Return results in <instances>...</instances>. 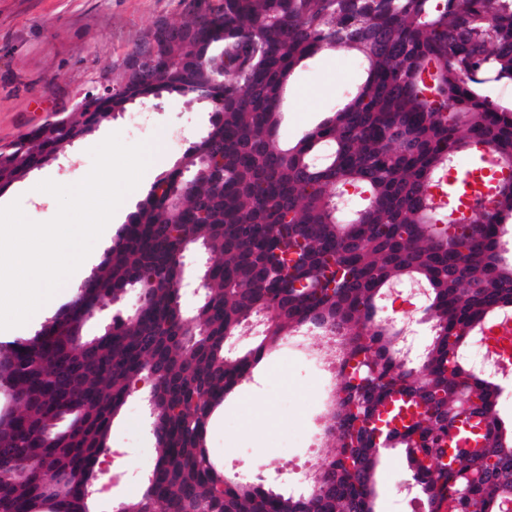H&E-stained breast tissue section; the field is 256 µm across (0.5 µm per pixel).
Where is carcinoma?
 Listing matches in <instances>:
<instances>
[{"label": "carcinoma", "mask_w": 512, "mask_h": 512, "mask_svg": "<svg viewBox=\"0 0 512 512\" xmlns=\"http://www.w3.org/2000/svg\"><path fill=\"white\" fill-rule=\"evenodd\" d=\"M191 11L142 79L104 69L112 92L43 124L0 151V193L50 164L127 105L160 93L206 100L209 128L163 173L120 226L75 299L33 336L0 347V391L19 399L0 414V512H92L84 488L109 452L113 416L147 385L156 462L139 498L116 512H375L383 449L370 422L400 395L422 408L393 426L425 512H499L495 483L512 453L454 448L461 421L484 442L503 435L498 386L456 351L486 320L512 308V261L501 252L512 222V179L479 180L483 156L512 168V108L484 93L512 82V0H219ZM341 47L365 80L292 145L278 139L289 79L304 60ZM464 155L469 180L442 178ZM368 203L342 217L348 188ZM202 252L204 292L186 312L176 249ZM429 290L435 329L419 367L399 358V331L378 316L403 279ZM146 290L145 315L118 312L83 335L100 303ZM255 348L228 341L257 316ZM345 330L336 432L316 493L291 496L224 474L206 448L214 410L264 354L307 325ZM467 391L472 409H457ZM34 462L27 479L17 471ZM65 482V493L43 492Z\"/></svg>", "instance_id": "1"}]
</instances>
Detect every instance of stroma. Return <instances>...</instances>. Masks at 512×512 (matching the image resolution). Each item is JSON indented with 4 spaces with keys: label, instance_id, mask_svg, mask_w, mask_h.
I'll return each mask as SVG.
<instances>
[{
    "label": "stroma",
    "instance_id": "obj_1",
    "mask_svg": "<svg viewBox=\"0 0 512 512\" xmlns=\"http://www.w3.org/2000/svg\"><path fill=\"white\" fill-rule=\"evenodd\" d=\"M191 0H0V146L71 108L76 97L98 86L105 67L122 62L139 36L154 22L188 18ZM358 58L344 50L327 51L298 68L288 90L279 137L294 141L336 110L344 96L341 82L357 86ZM140 113L144 132L131 131L129 113ZM207 102L162 95L129 104L89 138L65 143L54 163L32 172L63 185L81 181L92 168L89 151L109 134L125 144H149L153 165L123 202L135 211L152 183L174 167L184 147L208 129ZM320 382L306 356L270 354L212 416L207 448L225 472L243 471L250 460L273 461L283 473L304 455L300 431L319 406ZM108 444L97 471L100 491L94 512H115L139 496L156 459L146 391L133 394L112 419ZM399 450L385 452L377 476L375 512H405L396 485L406 479Z\"/></svg>",
    "mask_w": 512,
    "mask_h": 512
}]
</instances>
